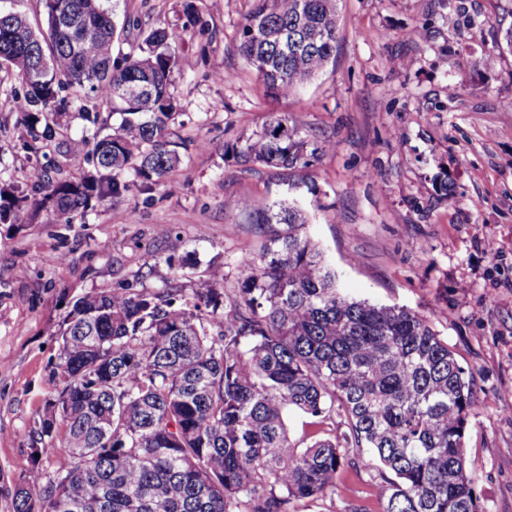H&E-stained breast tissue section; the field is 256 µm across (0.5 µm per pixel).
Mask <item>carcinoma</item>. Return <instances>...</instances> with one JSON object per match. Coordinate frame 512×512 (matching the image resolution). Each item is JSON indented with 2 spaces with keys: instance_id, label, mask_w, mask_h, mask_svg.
<instances>
[{
  "instance_id": "1",
  "label": "carcinoma",
  "mask_w": 512,
  "mask_h": 512,
  "mask_svg": "<svg viewBox=\"0 0 512 512\" xmlns=\"http://www.w3.org/2000/svg\"><path fill=\"white\" fill-rule=\"evenodd\" d=\"M42 2V26L0 9V71L20 80L13 111L30 131L22 149L54 141L74 108L96 135L66 152L90 171L0 187L2 224L29 223L37 204L69 219L94 198L159 185L180 163L171 76L179 46L204 26L194 2L179 27L120 25L110 0ZM131 31L130 51L115 50ZM336 40V0H252L240 50L271 95L287 96ZM238 153L292 169L304 143L273 116ZM255 223L268 238L242 257L249 274L230 293L212 260L190 294L128 282L76 301L56 395L32 431V454L62 460L46 482L16 490L17 512H297L335 498L345 467L373 460L392 474L377 486L383 512H484L464 448L474 380L448 342L416 313L346 293L297 203ZM337 410L339 436L325 428ZM291 411L310 419L303 447ZM353 448L370 460H349Z\"/></svg>"
}]
</instances>
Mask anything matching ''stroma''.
<instances>
[{"label":"stroma","instance_id":"1","mask_svg":"<svg viewBox=\"0 0 512 512\" xmlns=\"http://www.w3.org/2000/svg\"><path fill=\"white\" fill-rule=\"evenodd\" d=\"M184 3L119 0L116 14L172 27ZM251 6L201 0L205 26L182 45L172 77V130L189 148L162 185L92 201L68 222L38 209L29 224H0V512H16L18 485L56 467L33 462L31 435L55 393L72 304L136 273L148 289L175 278L192 289L215 257L225 288L236 287L242 256L263 237L256 213L281 200L304 209L307 235L349 294L427 317L471 372L467 469L485 512H512V51L501 46L512 0H337L333 60L276 99L239 49ZM19 88L0 83V183L22 187L58 153L22 150L26 131L9 105ZM274 113L314 148L305 165L234 154ZM199 140L207 149H195ZM53 253L64 262L47 264ZM344 476L342 497L299 512H343L349 498L383 512L380 470Z\"/></svg>","mask_w":512,"mask_h":512}]
</instances>
